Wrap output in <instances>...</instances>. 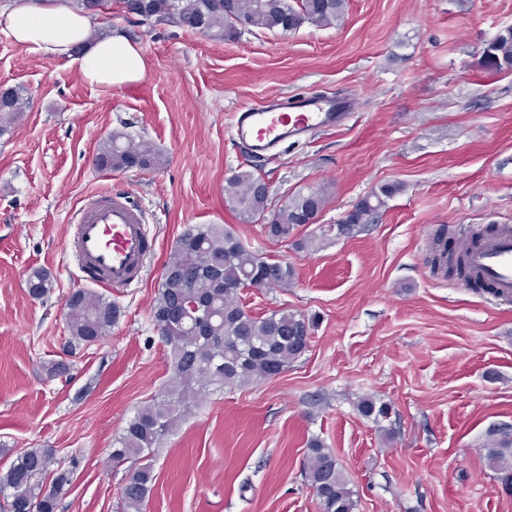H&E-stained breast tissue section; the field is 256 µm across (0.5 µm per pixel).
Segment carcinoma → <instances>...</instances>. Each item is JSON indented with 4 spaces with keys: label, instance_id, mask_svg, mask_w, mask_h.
Returning a JSON list of instances; mask_svg holds the SVG:
<instances>
[{
    "label": "carcinoma",
    "instance_id": "carcinoma-1",
    "mask_svg": "<svg viewBox=\"0 0 512 512\" xmlns=\"http://www.w3.org/2000/svg\"><path fill=\"white\" fill-rule=\"evenodd\" d=\"M145 0L140 18L149 23H174L212 41H231L252 28L292 32L304 24L331 27L339 24L348 0ZM483 66L492 71L512 69V26L501 31L483 50ZM0 112V136L30 108V96L19 87L9 89ZM167 163L159 150L114 132L99 144L93 165L101 170L159 171ZM264 179L252 170L236 172L224 188L225 202L244 223H259L264 236L274 242H292L295 247L316 251L330 237H348L376 223L387 200L403 191L399 183H385L363 196L339 224L319 227V233L298 237L300 228L313 220L326 205L327 191L318 188L288 196L276 210L268 207L270 192ZM208 264L199 261L201 252ZM431 264L468 284L483 280L467 265L464 256L443 245ZM294 267L285 260L263 256L245 245L226 224L188 226L177 239L164 266L161 287L152 307L162 342L168 347L170 381L136 409L112 441L109 459L128 464L120 488V512H145L156 485L155 459L167 436L172 434L200 397L210 390L247 386L283 373L309 348L316 319L292 309H277L257 316L245 309L240 292L265 288H288L295 284ZM28 294L43 298L53 288L50 274L33 269L27 275ZM239 287L236 293L226 285ZM208 303L213 317L200 326L196 307ZM64 308L73 352L104 339L120 318L119 306L91 290L70 293ZM361 415L380 426L391 440L392 405L366 398L358 405ZM15 459L0 467V494L5 512H58L73 490L82 460L70 456L61 464L53 448H26L13 454L0 448V457ZM483 455L500 480L512 478V424L492 425L485 433ZM305 482L312 489L320 512H355L357 501L332 451L318 438L307 446Z\"/></svg>",
    "mask_w": 512,
    "mask_h": 512
}]
</instances>
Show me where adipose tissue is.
Listing matches in <instances>:
<instances>
[{
	"instance_id": "1",
	"label": "adipose tissue",
	"mask_w": 512,
	"mask_h": 512,
	"mask_svg": "<svg viewBox=\"0 0 512 512\" xmlns=\"http://www.w3.org/2000/svg\"><path fill=\"white\" fill-rule=\"evenodd\" d=\"M96 25L70 0H29L19 8H0L1 35L46 56H76L91 84L109 88L143 79L147 64L140 46L119 28L93 38Z\"/></svg>"
}]
</instances>
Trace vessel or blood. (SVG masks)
Segmentation results:
<instances>
[{"mask_svg": "<svg viewBox=\"0 0 512 512\" xmlns=\"http://www.w3.org/2000/svg\"><path fill=\"white\" fill-rule=\"evenodd\" d=\"M342 113L335 97L270 98L234 115L236 142L252 157H275L287 142H306L312 133L339 126ZM75 234L67 250L86 278L105 290L131 287L150 252V239L140 212L125 193L108 192L87 198L71 214ZM473 270L491 281L499 299L512 300V229L505 227L471 248L466 237L456 241Z\"/></svg>", "mask_w": 512, "mask_h": 512, "instance_id": "1", "label": "vessel or blood"}]
</instances>
